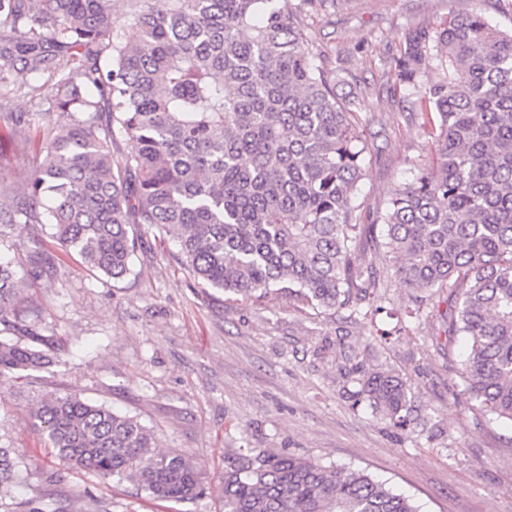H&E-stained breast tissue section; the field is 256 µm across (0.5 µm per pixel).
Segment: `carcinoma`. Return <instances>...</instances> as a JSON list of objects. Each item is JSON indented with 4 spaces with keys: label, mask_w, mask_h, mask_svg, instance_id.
<instances>
[{
    "label": "carcinoma",
    "mask_w": 512,
    "mask_h": 512,
    "mask_svg": "<svg viewBox=\"0 0 512 512\" xmlns=\"http://www.w3.org/2000/svg\"><path fill=\"white\" fill-rule=\"evenodd\" d=\"M121 2L127 24L115 35L113 0H0L11 30L0 39V96L48 75V109L16 118L35 127L43 160L26 183L0 190V242L46 222L62 252L118 280L130 273L129 225L140 224L177 231L178 261L205 288L244 298L275 288L324 310L370 304L380 275L357 253L366 145L288 0ZM64 53L73 67L58 73ZM395 67L413 87L441 73L421 97L436 158L389 199L383 247L405 286L448 293V335L469 343L463 391L512 421V29L479 10L453 15L433 36L407 37ZM54 115L62 122L40 131ZM116 133L130 146L119 160ZM28 258L35 277L53 274L35 239ZM27 287L0 256V380L58 363ZM352 374L354 404L423 434L399 375L360 364ZM29 424L71 469L166 502L204 493L197 467L159 451L135 416L50 395ZM20 473L0 447V488ZM222 501L224 512H420L361 469L253 448L224 459Z\"/></svg>",
    "instance_id": "cac0c4a2"
}]
</instances>
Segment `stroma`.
I'll use <instances>...</instances> for the list:
<instances>
[{
    "label": "stroma",
    "instance_id": "obj_1",
    "mask_svg": "<svg viewBox=\"0 0 512 512\" xmlns=\"http://www.w3.org/2000/svg\"><path fill=\"white\" fill-rule=\"evenodd\" d=\"M299 10L318 54L336 78L367 145L358 183L360 256L384 275L380 314L321 311L272 291L245 299L198 287L175 259V242L139 233L130 274L115 281L78 256L26 295L42 310L45 335L61 340V362L24 384H0V446L13 449L28 481L0 490V512L28 500L51 512H221L224 458L240 447L352 466L410 496L422 512H512V422L491 421L460 386L462 338L443 340L444 295L406 322L416 293L392 275L378 218L393 192L431 156L416 89L400 87L395 60L406 36L450 15L480 10L512 28V0H323ZM39 75L0 99V184L26 182L42 158L14 114L35 109ZM355 364L383 366L410 386L446 433L429 441L393 430L340 374ZM76 394L152 428L162 450L184 453L203 473L206 493L175 504L60 465L31 430L36 400Z\"/></svg>",
    "mask_w": 512,
    "mask_h": 512
}]
</instances>
